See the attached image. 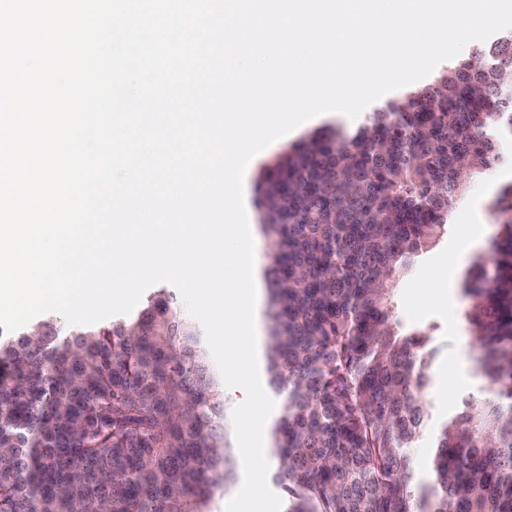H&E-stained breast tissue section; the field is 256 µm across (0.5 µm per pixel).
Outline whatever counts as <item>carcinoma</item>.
Returning a JSON list of instances; mask_svg holds the SVG:
<instances>
[{"mask_svg": "<svg viewBox=\"0 0 512 512\" xmlns=\"http://www.w3.org/2000/svg\"><path fill=\"white\" fill-rule=\"evenodd\" d=\"M512 31L263 164L266 382L284 512H512V183L466 272L463 320L492 397L437 435L429 482L410 448L430 418L435 351L402 327L397 282L448 235L512 135ZM156 290L137 317L0 328V512H212L238 477L224 387L194 323Z\"/></svg>", "mask_w": 512, "mask_h": 512, "instance_id": "carcinoma-1", "label": "carcinoma"}]
</instances>
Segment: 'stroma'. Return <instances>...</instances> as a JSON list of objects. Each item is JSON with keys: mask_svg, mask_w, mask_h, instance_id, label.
I'll return each mask as SVG.
<instances>
[{"mask_svg": "<svg viewBox=\"0 0 512 512\" xmlns=\"http://www.w3.org/2000/svg\"><path fill=\"white\" fill-rule=\"evenodd\" d=\"M500 145L501 160L489 173L474 180L467 195L453 209L447 236L408 270L397 285L395 302L399 320L407 326L431 328L432 346L437 351L426 389L432 417L412 450L413 477L418 482L430 478V458L441 425L455 415L463 400H480L486 396L474 369L473 350L462 318L465 302L461 283L446 273L445 266L455 248L459 225H475L474 238L481 247L495 233L498 217L491 211L490 203L502 183L512 182V137L503 136ZM430 276L437 277V287L446 293V300L418 295V287Z\"/></svg>", "mask_w": 512, "mask_h": 512, "instance_id": "1", "label": "stroma"}]
</instances>
